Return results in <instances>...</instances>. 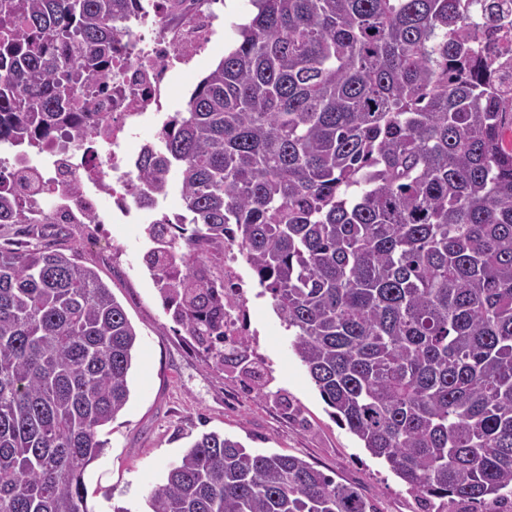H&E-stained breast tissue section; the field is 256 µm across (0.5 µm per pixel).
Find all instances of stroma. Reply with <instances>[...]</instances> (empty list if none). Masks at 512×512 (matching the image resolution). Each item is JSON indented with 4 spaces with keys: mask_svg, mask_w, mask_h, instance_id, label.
<instances>
[{
    "mask_svg": "<svg viewBox=\"0 0 512 512\" xmlns=\"http://www.w3.org/2000/svg\"><path fill=\"white\" fill-rule=\"evenodd\" d=\"M0 245H49L76 255L111 288L138 334L125 410L103 427V454L84 476L90 512H145L152 486L202 432L235 436L245 447L305 458L336 481L356 487L377 512H424L405 483L339 426L293 353L291 338L243 268L249 298L251 357L268 374L269 395L256 397L233 364L176 323L161 302L147 264L153 244L141 224H2Z\"/></svg>",
    "mask_w": 512,
    "mask_h": 512,
    "instance_id": "35a3bbf8",
    "label": "stroma"
}]
</instances>
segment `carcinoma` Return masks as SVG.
Segmentation results:
<instances>
[{
    "mask_svg": "<svg viewBox=\"0 0 512 512\" xmlns=\"http://www.w3.org/2000/svg\"><path fill=\"white\" fill-rule=\"evenodd\" d=\"M237 39L138 160L180 183L185 224L148 227L166 305L218 365L239 247L291 348L371 455L437 512L512 507V103L479 0H251ZM125 0H0V143L93 153L77 93L112 88ZM0 175V224H39ZM138 335L91 267L0 248V512H89L84 474L130 398ZM148 512H376L305 459L196 436Z\"/></svg>",
    "mask_w": 512,
    "mask_h": 512,
    "instance_id": "cac0c4a2",
    "label": "carcinoma"
}]
</instances>
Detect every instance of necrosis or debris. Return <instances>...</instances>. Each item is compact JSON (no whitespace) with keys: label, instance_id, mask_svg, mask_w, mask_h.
<instances>
[{"label":"necrosis or debris","instance_id":"1","mask_svg":"<svg viewBox=\"0 0 512 512\" xmlns=\"http://www.w3.org/2000/svg\"><path fill=\"white\" fill-rule=\"evenodd\" d=\"M483 22L494 34L487 51L498 70L503 93L512 97V0H487ZM224 26L223 0H133L120 23L122 38L112 52V92L94 96L95 111L109 119L97 137L105 148L89 159L75 143L62 150L35 155L7 147L0 150V167L12 175L15 195L25 205L56 212L63 190L75 186L76 204L100 224H143L148 213L161 209L164 196L150 204L136 201V161L150 147L160 148L166 136L169 110L177 101V83L191 80L199 61L210 53ZM152 134H139L144 124ZM244 258L232 244L224 246V300L226 339L244 335L248 328L246 300L240 288Z\"/></svg>","mask_w":512,"mask_h":512}]
</instances>
